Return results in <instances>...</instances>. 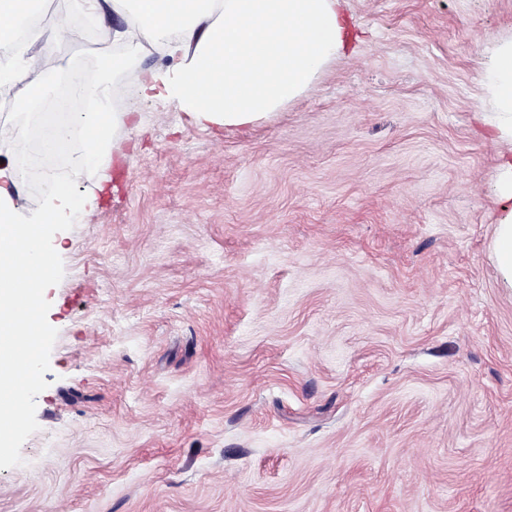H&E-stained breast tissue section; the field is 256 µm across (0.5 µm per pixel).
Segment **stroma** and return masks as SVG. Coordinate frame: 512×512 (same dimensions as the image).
<instances>
[{
	"mask_svg": "<svg viewBox=\"0 0 512 512\" xmlns=\"http://www.w3.org/2000/svg\"><path fill=\"white\" fill-rule=\"evenodd\" d=\"M280 112L142 123L80 174L38 431L0 512H512L487 137L512 0H337Z\"/></svg>",
	"mask_w": 512,
	"mask_h": 512,
	"instance_id": "1",
	"label": "stroma"
}]
</instances>
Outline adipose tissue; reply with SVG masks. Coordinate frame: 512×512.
I'll use <instances>...</instances> for the list:
<instances>
[{"label": "adipose tissue", "mask_w": 512, "mask_h": 512, "mask_svg": "<svg viewBox=\"0 0 512 512\" xmlns=\"http://www.w3.org/2000/svg\"><path fill=\"white\" fill-rule=\"evenodd\" d=\"M42 2L0 0V45H17L20 58L7 76L6 92L13 101L35 103L45 97L48 78L65 73L84 102L67 128L78 171L101 164L110 134L135 125L138 113L112 106L111 89L83 71H63L59 43L81 45L93 32L120 46L110 57L116 75L137 58L166 57L168 65L135 72L144 99L187 113L207 128L241 130L299 97L347 43L336 0H69L66 9L46 22L30 21L24 37H17V20ZM110 12L123 19L122 28L106 25ZM489 71L498 105L491 134L512 140V42L495 50ZM497 201L501 218L493 251L512 287V157L499 165Z\"/></svg>", "instance_id": "obj_1"}]
</instances>
